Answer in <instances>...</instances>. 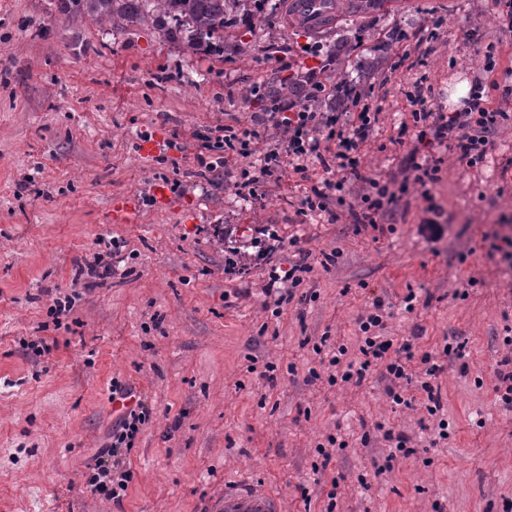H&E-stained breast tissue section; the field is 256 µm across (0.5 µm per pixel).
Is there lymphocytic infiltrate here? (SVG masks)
<instances>
[{
	"mask_svg": "<svg viewBox=\"0 0 512 512\" xmlns=\"http://www.w3.org/2000/svg\"><path fill=\"white\" fill-rule=\"evenodd\" d=\"M483 89V83H476L459 111L415 113L414 118L421 125L416 142L427 139L449 148L470 166L483 162L490 134L512 117L489 108ZM345 93L352 98V109L348 112H317L305 100L279 102L271 111L258 113L254 127L232 129L228 134L216 137L208 144L206 152L199 154L197 163L208 173H231L235 158L245 156L259 126L273 123L282 130L284 137L265 154L262 173L274 172L288 163L296 173L304 175L308 172L307 163L312 159L318 160L327 173L335 168L345 171V178L323 179L303 201L304 210H325L330 195L345 194L348 179L363 178L359 169V151L372 136L379 115L378 105L357 96L355 89L346 88ZM404 171L405 179L395 187L372 177L363 178L370 191L362 196L361 208L353 214L355 223L375 225L391 217L409 184L428 187L437 182L440 168L437 161L420 158L418 150L414 149L405 159ZM357 325L359 356L354 360L347 359L346 348L338 347L328 361L329 383L359 385L379 367L384 368L390 380H403L407 377L409 362L419 360L422 365L419 388L425 394L424 407L429 416L438 417L440 439H447L448 422L439 416L443 408L441 388L434 383L442 370L441 365L432 354L415 356L411 342L396 345L384 336L381 302H374L372 311L362 314ZM150 416L148 405L140 398L133 409L118 418L110 444L99 449L85 474L86 485L91 491L113 502H122L133 479L125 454Z\"/></svg>",
	"mask_w": 512,
	"mask_h": 512,
	"instance_id": "obj_1",
	"label": "lymphocytic infiltrate"
}]
</instances>
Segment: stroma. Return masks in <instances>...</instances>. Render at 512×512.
<instances>
[{"label":"stroma","mask_w":512,"mask_h":512,"mask_svg":"<svg viewBox=\"0 0 512 512\" xmlns=\"http://www.w3.org/2000/svg\"><path fill=\"white\" fill-rule=\"evenodd\" d=\"M285 2L265 0L218 56L168 39L156 20L113 29L59 0H0V512H211L243 474L285 512H323L334 479L336 512H505L512 502V410L492 391L512 336V268L483 240L512 216V120L473 167L424 147L440 162L431 200L409 193L374 227L350 215L361 181L346 205L303 212L325 176L315 160L311 179L287 165L238 194L279 130L253 139L229 177L197 163L216 129L248 126L269 111L270 86L312 68L316 111L335 109L340 83L380 104L362 172L400 177L414 113L449 111L456 81L483 78L492 107L512 113V0H360L316 37L290 23ZM419 39L427 56L406 57ZM430 203L448 215L435 247L417 234ZM118 205L127 221L113 220ZM110 251L120 264L98 278L93 258ZM304 256L308 300L275 308L263 292L270 273ZM50 289L74 299L68 328L43 327ZM377 299L394 342L436 355L464 345V361L444 357L437 378L448 440L415 385L405 409L378 370L358 387L307 381L319 341L356 352L357 319ZM41 337L56 340L51 356L27 349ZM115 378L152 410L119 506L84 478L116 420ZM390 428L415 452L378 475ZM336 434L349 446L322 466L317 450Z\"/></svg>","instance_id":"obj_1"}]
</instances>
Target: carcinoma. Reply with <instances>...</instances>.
<instances>
[{
	"mask_svg": "<svg viewBox=\"0 0 512 512\" xmlns=\"http://www.w3.org/2000/svg\"><path fill=\"white\" fill-rule=\"evenodd\" d=\"M265 0H60L61 7L75 15H91L114 28L145 18L143 6L152 5V15L175 21L174 30L198 50L224 48V32L230 19L258 12Z\"/></svg>",
	"mask_w": 512,
	"mask_h": 512,
	"instance_id": "cac0c4a2",
	"label": "carcinoma"
}]
</instances>
